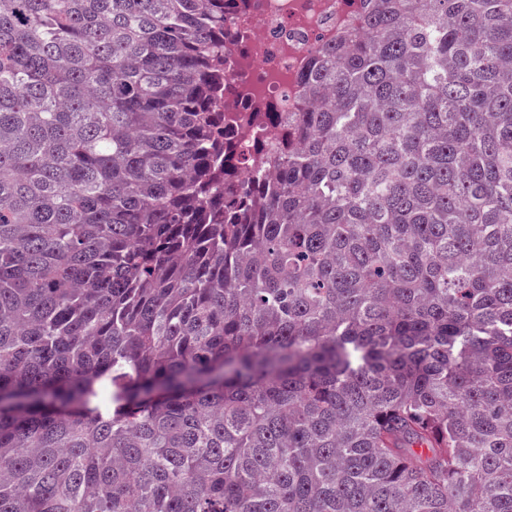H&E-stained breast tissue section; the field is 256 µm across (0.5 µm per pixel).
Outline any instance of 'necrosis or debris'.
Segmentation results:
<instances>
[{
    "label": "necrosis or debris",
    "mask_w": 512,
    "mask_h": 512,
    "mask_svg": "<svg viewBox=\"0 0 512 512\" xmlns=\"http://www.w3.org/2000/svg\"><path fill=\"white\" fill-rule=\"evenodd\" d=\"M363 0H250L224 12L220 112H293L317 48L359 17Z\"/></svg>",
    "instance_id": "1"
}]
</instances>
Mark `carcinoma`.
I'll list each match as a JSON object with an SVG mask.
<instances>
[{
    "instance_id": "carcinoma-1",
    "label": "carcinoma",
    "mask_w": 512,
    "mask_h": 512,
    "mask_svg": "<svg viewBox=\"0 0 512 512\" xmlns=\"http://www.w3.org/2000/svg\"><path fill=\"white\" fill-rule=\"evenodd\" d=\"M223 156L213 0H0V512H512V0H366ZM235 157L248 156L254 151L258 145L265 151L273 152L276 150L278 144L275 136L273 135L272 128L267 125H257L251 132V136L244 140L233 139Z\"/></svg>"
}]
</instances>
